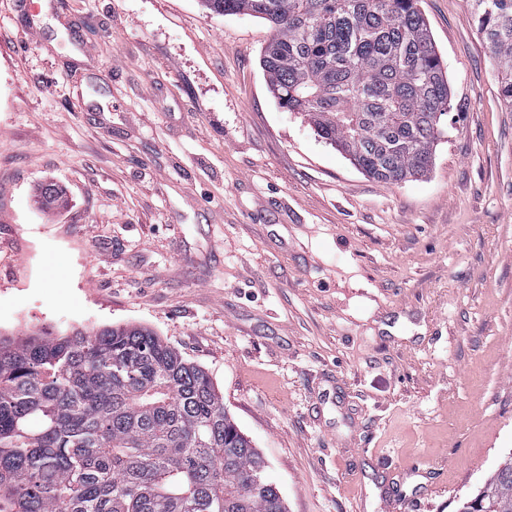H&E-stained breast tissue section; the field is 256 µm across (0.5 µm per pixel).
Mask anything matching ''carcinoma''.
<instances>
[{"label":"carcinoma","instance_id":"obj_1","mask_svg":"<svg viewBox=\"0 0 512 512\" xmlns=\"http://www.w3.org/2000/svg\"><path fill=\"white\" fill-rule=\"evenodd\" d=\"M270 24L278 104L368 177L425 175L448 78L419 0H202ZM512 105V0H473ZM41 206L67 205L54 184ZM0 512H288L208 373L148 327L0 334ZM458 512H512V458Z\"/></svg>","mask_w":512,"mask_h":512}]
</instances>
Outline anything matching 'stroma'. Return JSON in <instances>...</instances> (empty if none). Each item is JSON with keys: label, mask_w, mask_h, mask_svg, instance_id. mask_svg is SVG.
Masks as SVG:
<instances>
[{"label": "stroma", "mask_w": 512, "mask_h": 512, "mask_svg": "<svg viewBox=\"0 0 512 512\" xmlns=\"http://www.w3.org/2000/svg\"><path fill=\"white\" fill-rule=\"evenodd\" d=\"M419 8L451 109L385 185L279 106L260 19L0 0V334L151 328L288 512H457L512 454V107L471 0Z\"/></svg>", "instance_id": "obj_1"}]
</instances>
